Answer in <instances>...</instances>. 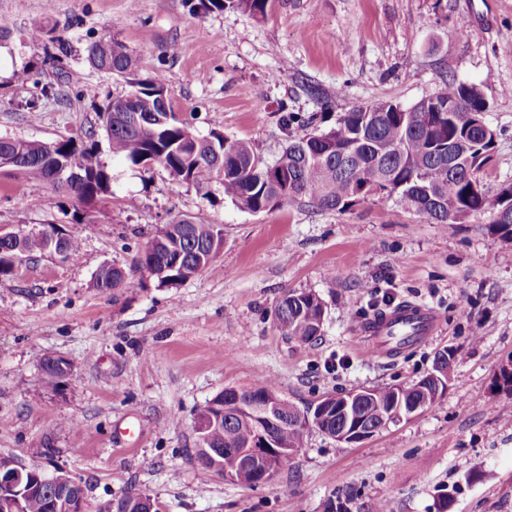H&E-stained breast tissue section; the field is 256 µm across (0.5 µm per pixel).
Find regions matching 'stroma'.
I'll list each match as a JSON object with an SVG mask.
<instances>
[{"instance_id": "35a3bbf8", "label": "stroma", "mask_w": 512, "mask_h": 512, "mask_svg": "<svg viewBox=\"0 0 512 512\" xmlns=\"http://www.w3.org/2000/svg\"><path fill=\"white\" fill-rule=\"evenodd\" d=\"M266 16L236 9L191 15L182 0H0V137L52 142L99 124L124 80L93 68L87 46L116 36L139 78L162 75L174 112L199 137L245 139L275 161L289 139L378 99L409 106L446 82L477 86L496 133L479 173L488 197L512 183V0H269ZM48 26L71 52L49 60ZM37 100L36 110L27 101ZM297 121L283 125L280 105ZM99 158L111 192L88 206L50 183L0 169V226L65 225L80 257L23 258L0 278V455L68 473L90 507L127 491L162 512H322L334 491L363 512H512V420L496 386L512 357V243L489 213L448 227L399 199L368 196L344 211L308 203L260 213L160 166ZM178 215L224 228V247L193 278L159 286L132 270L137 253ZM134 287L100 291L105 266ZM291 291L315 293L320 336L279 334L275 312ZM403 302L438 319L425 342L390 359L363 355V326ZM455 358L432 406L345 443L308 429L288 466L265 484L224 479L197 458V417L227 388L273 379L297 407L354 390L413 383L439 352ZM69 376L45 387L47 357Z\"/></svg>"}]
</instances>
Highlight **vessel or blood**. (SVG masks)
I'll use <instances>...</instances> for the list:
<instances>
[{
	"label": "vessel or blood",
	"mask_w": 512,
	"mask_h": 512,
	"mask_svg": "<svg viewBox=\"0 0 512 512\" xmlns=\"http://www.w3.org/2000/svg\"><path fill=\"white\" fill-rule=\"evenodd\" d=\"M436 328L437 322L427 307L406 303L372 320L362 333L369 354L382 358L423 341Z\"/></svg>",
	"instance_id": "vessel-or-blood-1"
}]
</instances>
